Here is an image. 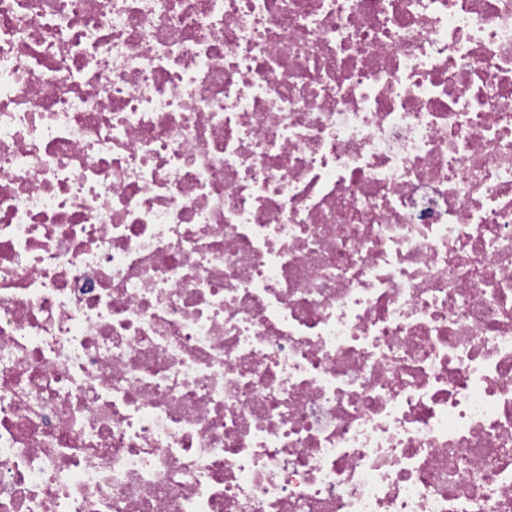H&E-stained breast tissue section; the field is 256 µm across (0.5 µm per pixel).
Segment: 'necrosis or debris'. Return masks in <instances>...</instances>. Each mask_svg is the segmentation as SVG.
<instances>
[{
	"instance_id": "necrosis-or-debris-1",
	"label": "necrosis or debris",
	"mask_w": 512,
	"mask_h": 512,
	"mask_svg": "<svg viewBox=\"0 0 512 512\" xmlns=\"http://www.w3.org/2000/svg\"><path fill=\"white\" fill-rule=\"evenodd\" d=\"M0 512H512V0H0Z\"/></svg>"
}]
</instances>
